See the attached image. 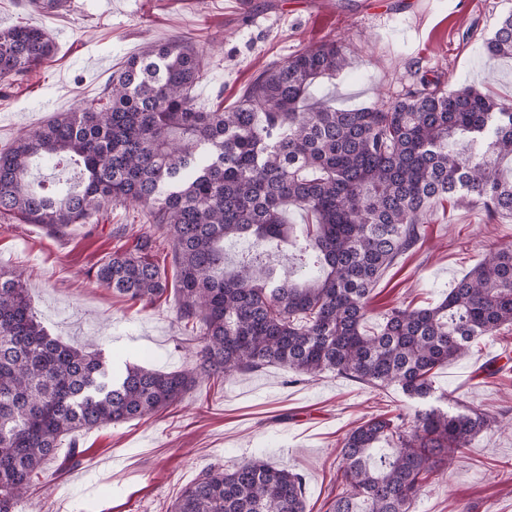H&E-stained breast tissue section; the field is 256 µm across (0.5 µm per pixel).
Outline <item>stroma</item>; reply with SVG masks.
Here are the masks:
<instances>
[{"instance_id":"obj_1","label":"stroma","mask_w":512,"mask_h":512,"mask_svg":"<svg viewBox=\"0 0 512 512\" xmlns=\"http://www.w3.org/2000/svg\"><path fill=\"white\" fill-rule=\"evenodd\" d=\"M25 0H0V28L43 26L57 51L18 80L0 81V150L56 112L102 107L112 74L145 47L191 40L209 60L193 95L203 110L234 105L264 68L327 40H344L348 68L319 95L336 107H370L411 85L416 70L442 74L449 88L475 84L512 101V60L488 64L483 40L512 0H70L37 13ZM146 218L115 204L96 224L51 236L40 225L0 220V267L19 269L51 336L80 346L98 337L113 362L177 371L193 362L189 331L175 320L174 296L132 302L90 274L103 256L132 247ZM419 245L398 257L374 288L380 314L404 304L438 303L483 256L512 244V217L488 220L479 207L442 202L423 220ZM228 266L257 261L296 272L293 252L249 239L224 244ZM512 358V326L476 340L465 357L439 368L437 393L486 410L500 424L482 432L462 458L430 475L410 512H512V370L487 377V362ZM396 386L384 390L323 375L307 382L277 365L198 383L158 417L95 428L79 436L78 463L67 447L46 462L23 512H168L207 466L231 468L252 456L305 477L307 512H326L341 457L339 440L370 416L414 411Z\"/></svg>"}]
</instances>
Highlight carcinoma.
Returning <instances> with one entry per match:
<instances>
[{
  "label": "carcinoma",
  "instance_id": "1",
  "mask_svg": "<svg viewBox=\"0 0 512 512\" xmlns=\"http://www.w3.org/2000/svg\"><path fill=\"white\" fill-rule=\"evenodd\" d=\"M490 59L512 58V11L484 40ZM55 52L37 25L0 29V80L27 75ZM346 47L313 45L262 72L236 104L197 108L204 56L184 41L148 47L112 73L108 106L59 112L0 150V217L62 236L97 224L116 203L165 228L176 263L175 319L198 333L200 363L163 372L109 371L100 344L52 337L22 274L0 268V512H19L34 476L63 441L163 413L202 378L277 364L315 380L330 372L425 400L434 370L471 343L512 325V245L462 276L439 304L396 306L369 334L378 280L421 239L423 217L454 197L512 216V104L424 74L373 107H310L320 78L347 66ZM83 167L76 187L47 191L33 164ZM312 217L296 235L288 208ZM294 248L306 272L281 279L250 262L224 271V241ZM151 232L94 266L96 283L152 304L168 292ZM497 418L428 406L375 415L340 441L343 487L330 512H409L428 475L445 471ZM170 512H306L303 477L255 456L202 470Z\"/></svg>",
  "mask_w": 512,
  "mask_h": 512
}]
</instances>
